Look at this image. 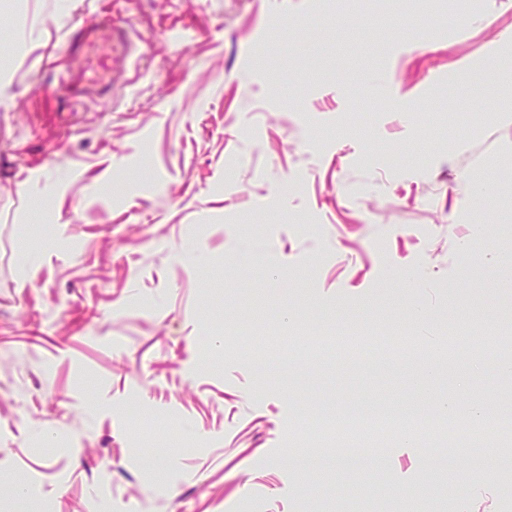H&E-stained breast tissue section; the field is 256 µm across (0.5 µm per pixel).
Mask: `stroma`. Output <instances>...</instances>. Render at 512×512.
I'll list each match as a JSON object with an SVG mask.
<instances>
[{"label": "stroma", "instance_id": "obj_1", "mask_svg": "<svg viewBox=\"0 0 512 512\" xmlns=\"http://www.w3.org/2000/svg\"><path fill=\"white\" fill-rule=\"evenodd\" d=\"M447 11L0 0V512H505L435 436L295 465L316 409L512 408L494 349L428 346L512 312V0ZM105 18L108 89L72 99ZM331 329L411 347L301 353ZM331 458L314 454L307 459L310 466L333 465L336 470H344L351 465H365L375 468L381 459V453L376 448H331Z\"/></svg>", "mask_w": 512, "mask_h": 512}]
</instances>
